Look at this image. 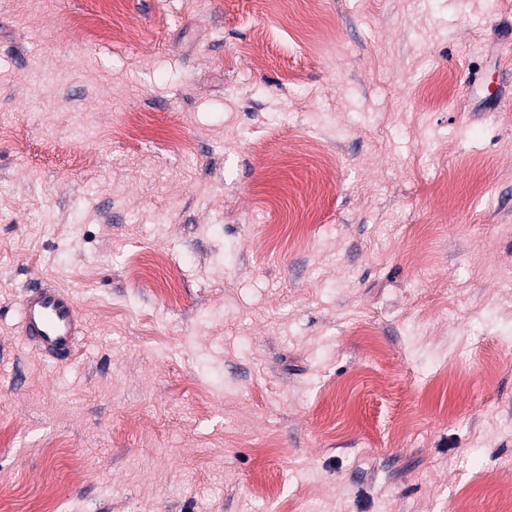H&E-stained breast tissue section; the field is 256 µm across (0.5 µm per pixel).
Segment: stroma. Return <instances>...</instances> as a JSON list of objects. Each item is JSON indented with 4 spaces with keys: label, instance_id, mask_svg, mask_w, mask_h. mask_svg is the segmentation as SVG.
Returning <instances> with one entry per match:
<instances>
[{
    "label": "stroma",
    "instance_id": "obj_1",
    "mask_svg": "<svg viewBox=\"0 0 512 512\" xmlns=\"http://www.w3.org/2000/svg\"><path fill=\"white\" fill-rule=\"evenodd\" d=\"M508 496L512 0H0V512ZM21 295L22 333L41 355L67 361L81 335V316L72 294L60 287L27 285Z\"/></svg>",
    "mask_w": 512,
    "mask_h": 512
}]
</instances>
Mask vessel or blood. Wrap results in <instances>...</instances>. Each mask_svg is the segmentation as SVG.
<instances>
[{
	"mask_svg": "<svg viewBox=\"0 0 512 512\" xmlns=\"http://www.w3.org/2000/svg\"><path fill=\"white\" fill-rule=\"evenodd\" d=\"M22 333L41 355L68 360L81 335V316L72 294L60 287L26 286L21 299Z\"/></svg>",
	"mask_w": 512,
	"mask_h": 512,
	"instance_id": "b4317fda",
	"label": "vessel or blood"
}]
</instances>
